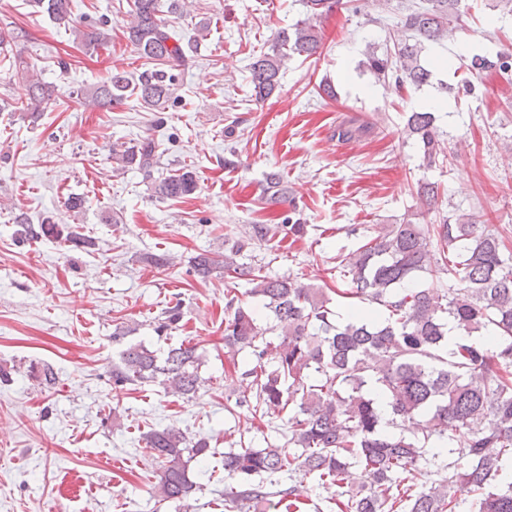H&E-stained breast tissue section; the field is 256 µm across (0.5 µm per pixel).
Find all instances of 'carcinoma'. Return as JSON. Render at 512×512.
Segmentation results:
<instances>
[{
  "mask_svg": "<svg viewBox=\"0 0 512 512\" xmlns=\"http://www.w3.org/2000/svg\"><path fill=\"white\" fill-rule=\"evenodd\" d=\"M35 12L58 22H70L71 0H28ZM462 0H420L408 4L390 34L391 46L377 52L369 47L366 68L380 81L419 87L430 71L421 63L423 50L448 41L457 30ZM307 18L293 31L279 33L269 53L256 57L250 83L258 100L272 96L281 73L293 55L307 58L321 49L322 37L313 19L346 10L361 12L357 0H302ZM159 0H133L128 38L139 53L171 67H184L190 56L184 36L162 24ZM86 46L107 44L99 28L74 27ZM469 70L512 75V50L472 55ZM24 110L31 122L53 96L33 66L23 69ZM173 78L165 70L146 71L134 85L144 108L158 111L172 94ZM126 76L111 73L85 94L84 103L104 106L123 100ZM434 107L409 113L405 132L422 151V167L429 170L445 156ZM119 169L138 170L151 181L159 199L184 198L198 186L196 172L186 166L166 177H154L156 143L112 145ZM439 185L421 180L417 195L426 205L436 202ZM269 204L288 202V187L269 172L263 190ZM24 240L61 238L68 246L91 252L94 238L57 224H33L15 216ZM245 247L234 242L224 257L204 251L194 257L193 271L206 279L218 270L232 279H246L250 293L265 301L273 325H257L236 296L224 305V348L253 357L242 374L254 390L253 399L236 398L235 406L252 415L288 413V440L280 445L264 439V448H232L224 452V506L266 503L286 512H303L307 497L293 484L276 492L267 486L287 475L312 476L341 493L336 512H512V251L498 233L463 215L424 226L411 220L391 224L385 232L340 261L349 287L348 299L381 307L364 309L339 323L323 289L290 278L271 277L240 264ZM446 274L455 284L441 281L421 288L408 283L419 273ZM181 320L174 305L157 320V335L168 334ZM457 339L448 343V329ZM131 327H115L112 339L124 345L112 363V384L158 385L167 393L193 398L205 386L198 369L203 355L195 345L181 343L163 352L141 343H124ZM278 332L275 340L267 332ZM30 376L49 387L56 373L48 365L33 364ZM400 427L402 431L395 432ZM145 449L157 464V489L166 502L188 512L202 484L189 463L205 459L206 439L188 437L180 428H154L144 436ZM466 460L461 469L430 487H418L416 471L422 461L448 454ZM362 466L373 482L344 488L348 470ZM470 487L467 509L450 494L449 485ZM278 497L277 502L270 498Z\"/></svg>",
  "mask_w": 512,
  "mask_h": 512,
  "instance_id": "1",
  "label": "carcinoma"
}]
</instances>
